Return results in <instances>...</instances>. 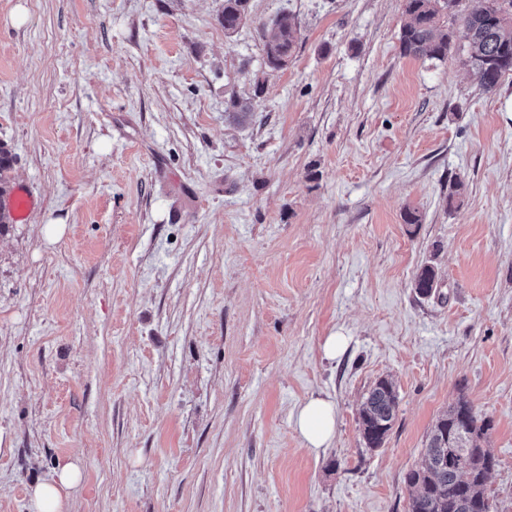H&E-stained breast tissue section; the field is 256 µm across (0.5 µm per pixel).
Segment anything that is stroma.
<instances>
[{
    "label": "stroma",
    "instance_id": "35a3bbf8",
    "mask_svg": "<svg viewBox=\"0 0 512 512\" xmlns=\"http://www.w3.org/2000/svg\"><path fill=\"white\" fill-rule=\"evenodd\" d=\"M223 5L0 0V146L35 189L0 234V512L67 461L66 512H408L462 395L512 512V74L484 92L459 26L445 62L402 55L405 0H250L229 36ZM282 12L301 35L273 71ZM313 396L318 452L292 420ZM299 27L297 19L290 13H282L271 21L263 49L268 68L279 70L288 64L298 44ZM399 409L395 385L388 378L375 382L360 407V430L366 448L382 447L392 429ZM296 431L308 448H328L336 432V406L326 397H311L293 415Z\"/></svg>",
    "mask_w": 512,
    "mask_h": 512
}]
</instances>
